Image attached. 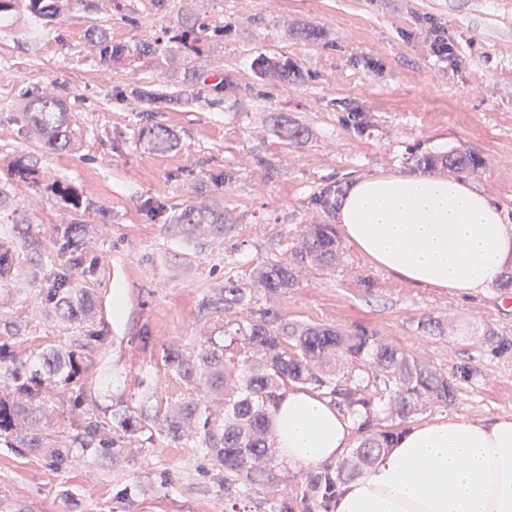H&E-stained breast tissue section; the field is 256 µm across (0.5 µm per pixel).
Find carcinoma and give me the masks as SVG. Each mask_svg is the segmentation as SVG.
Wrapping results in <instances>:
<instances>
[{
  "instance_id": "obj_1",
  "label": "carcinoma",
  "mask_w": 512,
  "mask_h": 512,
  "mask_svg": "<svg viewBox=\"0 0 512 512\" xmlns=\"http://www.w3.org/2000/svg\"><path fill=\"white\" fill-rule=\"evenodd\" d=\"M71 8V0H0V20L19 12L35 23L46 25ZM216 27L185 9L163 47L141 42L129 49L115 44L103 31H92L90 39L99 47L101 61L115 62L134 51L150 56L163 50L182 51L201 58L200 45ZM257 73L280 81H305V73L294 64L265 56L255 59ZM122 95L132 101H149L170 107L179 98L140 86L127 87ZM24 127L37 135L45 147L65 152L71 142L68 109L63 98L47 89L21 93ZM273 121L280 137L302 142L305 129L278 116ZM152 149L166 153L177 139L165 126L141 129ZM417 164L425 169L475 171L478 161L460 155H423ZM12 173L23 183H39V159L21 155ZM50 191L67 207L79 209L74 188L56 181ZM172 222L189 234L227 236L232 226L224 223V212L207 206L188 205L172 216ZM62 249L75 253L85 239L82 224H67L61 230ZM290 261H266L253 268L250 280L224 278V287L207 296L202 308L208 313L245 310L242 319H227L221 336L200 343L186 358L170 348L164 352L167 369L185 386L186 394L172 413L158 417L143 409L112 411L115 435L104 436L105 423L92 419L81 431L59 438L37 425V408L43 403L48 384H69L78 378L80 365L73 351L48 348L38 354V367L10 358L8 348L20 339V330L0 326V441L21 455L40 454L57 469L87 457L104 458L125 451L127 438L150 423L173 441L189 436L203 448L213 479L231 512H249L246 492L274 485L272 460L275 434L272 415L283 392L290 387L311 388L329 398L336 408L358 421L361 441L351 458L335 468H321L306 476L305 498L318 503L330 501L340 486L359 476L388 448L396 446L398 426L430 407L451 405L458 391L454 376L407 354L399 347L380 342L365 331H342L322 324L290 321L268 308L253 305L252 288L280 293L298 285L297 273L306 267H330L341 258L336 230L331 224H312L288 248ZM46 300L57 313L73 323H83L94 313V301L72 272L62 267L46 292Z\"/></svg>"
}]
</instances>
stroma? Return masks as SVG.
Instances as JSON below:
<instances>
[{
	"mask_svg": "<svg viewBox=\"0 0 512 512\" xmlns=\"http://www.w3.org/2000/svg\"><path fill=\"white\" fill-rule=\"evenodd\" d=\"M184 3L167 0L160 10L153 0H76L46 27L23 15L0 25V254L10 266L0 274V322L22 334L10 346L16 359L58 346L79 356L76 386L44 389L41 425L59 437L87 418L109 420L119 406L173 408L185 388L163 363L166 347L192 356L221 325L201 311L203 296L223 286L225 271L246 279L259 262L288 260L307 225L335 223L338 198L356 180L415 172L420 155L471 154L482 164L465 182L512 224V0H194L224 29L202 45L209 82L197 86L183 56L106 64L89 39L102 28L130 47L166 40ZM436 25L447 27L454 58L432 53ZM302 27L315 38L299 39ZM260 55L297 64L305 83L259 77ZM47 85L60 88L69 110L72 149L63 154L42 151L21 120L22 89ZM129 85L168 89L182 102L141 112L121 94ZM276 114L305 128L304 143L278 135ZM152 120L174 131L176 148L156 154L140 140ZM26 153L40 156L46 186L77 188L79 211L11 178L12 161ZM219 170L232 180L211 182ZM149 200L162 205L161 216L147 210ZM193 203L223 210L231 237L195 240L174 229L171 216ZM74 222L87 234L71 271L96 303L80 325L43 297L61 228ZM340 247L338 265L306 268L297 287L255 289L257 305L289 320L366 330L455 375L454 403L420 421L512 413V289L459 298L412 285L348 241ZM430 317L442 332L425 327ZM491 332L508 348L491 345ZM208 468L194 439L170 441L149 425L126 453L65 469L0 444V498L20 512H230ZM274 470L278 485L252 492L251 512L303 490L304 469L278 460ZM134 477L141 492L130 506L120 491Z\"/></svg>",
	"mask_w": 512,
	"mask_h": 512,
	"instance_id": "1",
	"label": "stroma"
}]
</instances>
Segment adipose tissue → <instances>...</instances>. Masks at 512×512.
Segmentation results:
<instances>
[{
  "instance_id": "obj_1",
  "label": "adipose tissue",
  "mask_w": 512,
  "mask_h": 512,
  "mask_svg": "<svg viewBox=\"0 0 512 512\" xmlns=\"http://www.w3.org/2000/svg\"><path fill=\"white\" fill-rule=\"evenodd\" d=\"M347 239L414 284L481 293L512 261V225L463 181L390 173L359 180L337 211ZM285 464L339 461L355 422L317 392L292 388L272 418ZM330 512H512V413L409 426L345 484Z\"/></svg>"
}]
</instances>
